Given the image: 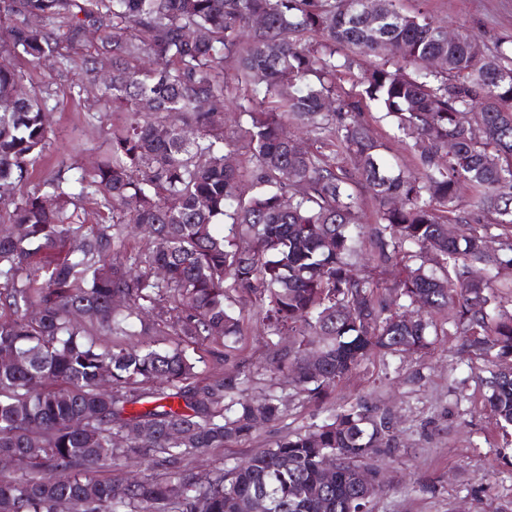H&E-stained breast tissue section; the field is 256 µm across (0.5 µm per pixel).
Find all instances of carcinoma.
I'll return each mask as SVG.
<instances>
[{"mask_svg": "<svg viewBox=\"0 0 512 512\" xmlns=\"http://www.w3.org/2000/svg\"><path fill=\"white\" fill-rule=\"evenodd\" d=\"M90 30L112 60L107 81L71 52ZM19 61L49 64L54 80L79 70V96L127 114L91 172L24 189L49 145L51 88L15 95ZM1 100L0 459L11 465L0 512H247L259 491L273 512H373L385 480L372 460L395 425L362 402L226 471L189 466L193 451L277 420L282 402L245 396L253 379L240 370L195 385L186 348L126 338L150 334L141 314L153 310L182 342L227 349L244 296L288 341L274 372L318 398L362 363L422 353L430 329L455 328L490 363L486 404L512 436V313L492 288L512 270V194L500 192L512 184L511 40L450 39L403 0H0ZM371 107L411 141L416 169L387 163L362 118ZM225 112L236 113L231 139ZM331 147L352 167L327 163ZM242 151L249 165L227 163ZM463 183L474 194L460 212ZM364 191L379 208L373 270L360 274L350 258ZM86 200L112 223H72ZM126 224L143 251L126 250ZM390 266L394 309L375 274ZM130 459L164 478L99 476Z\"/></svg>", "mask_w": 512, "mask_h": 512, "instance_id": "1", "label": "carcinoma"}]
</instances>
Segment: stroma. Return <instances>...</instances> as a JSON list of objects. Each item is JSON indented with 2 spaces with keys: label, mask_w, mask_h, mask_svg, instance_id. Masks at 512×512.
Returning <instances> with one entry per match:
<instances>
[{
  "label": "stroma",
  "mask_w": 512,
  "mask_h": 512,
  "mask_svg": "<svg viewBox=\"0 0 512 512\" xmlns=\"http://www.w3.org/2000/svg\"><path fill=\"white\" fill-rule=\"evenodd\" d=\"M405 5L426 10L448 27L467 28L490 45L512 39V0H406ZM81 78L76 71L53 86L47 115L51 144L30 169L28 188L58 173L71 177L91 169L110 148L96 113L77 95ZM235 307L243 321L235 350L222 361L216 346L195 347L197 380L241 369L265 387L273 338L254 301L241 299ZM459 342V337L442 336L424 356L368 362L337 387L329 405L296 397L280 420L259 428L249 440L207 449L191 456V464L203 475L230 468L289 433L322 423L327 406L361 398L389 409L397 421L395 447L375 458L386 486L374 512H512V439L496 431L484 407V362L460 355Z\"/></svg>",
  "instance_id": "35a3bbf8"
}]
</instances>
